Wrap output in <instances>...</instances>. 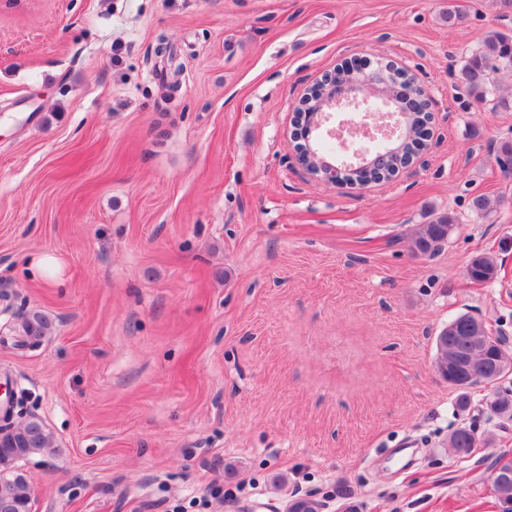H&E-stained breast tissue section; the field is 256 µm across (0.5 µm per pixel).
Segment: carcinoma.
<instances>
[{
    "label": "carcinoma",
    "instance_id": "cac0c4a2",
    "mask_svg": "<svg viewBox=\"0 0 512 512\" xmlns=\"http://www.w3.org/2000/svg\"><path fill=\"white\" fill-rule=\"evenodd\" d=\"M512 71V35L498 31L489 32L481 41L479 47L473 51L464 61L459 70V78L468 87L476 100L484 101L487 97H494V107L501 110L512 108V98L497 94L496 75L501 71ZM421 130L415 128L413 138L406 144L400 153H392L384 142L373 146L369 158L383 157L386 159L384 168H389L402 161L405 153L413 150L420 142ZM454 218L449 215H441L429 224L419 227L411 239L412 250L421 255L436 252L448 239L453 227ZM474 319L469 313H462L451 321L448 326L442 328L435 336V361L442 364V380L458 391L456 406L459 412L469 411L471 400L469 389L488 379H479L471 373L448 372V355L456 359H464L469 362L485 363L492 365L503 357L512 358V353L506 342L500 338L492 337L483 332L474 338L465 329V324ZM52 328L51 320L39 311L25 312L21 314L13 328L14 341L19 343L41 341ZM490 415L512 421V390L505 389L497 393L496 397L488 404ZM28 421L17 433L9 436L16 444H0V480L2 479H26V475L20 471V463L15 461L13 448L27 449L29 456H42L46 448L53 447L54 438L51 431L43 421L35 414L27 415ZM478 435L476 430L463 423L448 435V442L457 448L456 457L465 458L471 455L476 447ZM322 503L310 496L297 498L291 501L288 512H321Z\"/></svg>",
    "mask_w": 512,
    "mask_h": 512
}]
</instances>
